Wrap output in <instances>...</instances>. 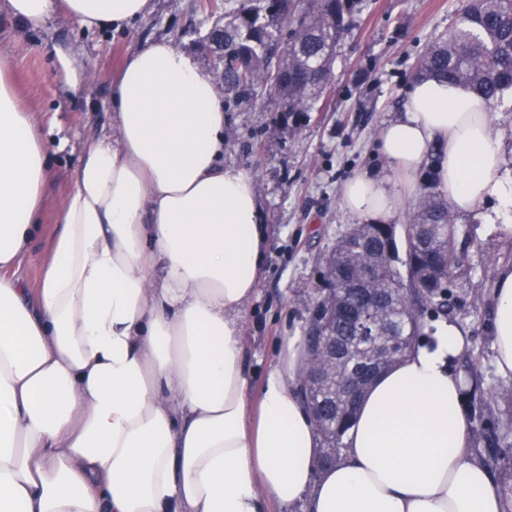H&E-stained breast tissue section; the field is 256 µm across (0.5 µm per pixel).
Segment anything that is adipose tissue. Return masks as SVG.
<instances>
[{
	"instance_id": "1",
	"label": "adipose tissue",
	"mask_w": 512,
	"mask_h": 512,
	"mask_svg": "<svg viewBox=\"0 0 512 512\" xmlns=\"http://www.w3.org/2000/svg\"><path fill=\"white\" fill-rule=\"evenodd\" d=\"M153 0H0L21 30L54 20L119 31ZM0 54V512H512V486L472 459L452 365L460 327L435 323L362 396L338 460L299 380L289 337L250 398L243 311L267 246L254 180L224 161L228 115L212 75L170 40L129 53L112 78V129L85 141L57 211L38 288L18 271L45 231L50 151ZM490 105L428 76L374 143L389 174L341 188L343 208L384 224L415 196L432 146L434 184L454 212L512 235ZM496 368L512 377V266L493 288Z\"/></svg>"
}]
</instances>
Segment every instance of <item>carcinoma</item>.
Listing matches in <instances>:
<instances>
[{
    "mask_svg": "<svg viewBox=\"0 0 512 512\" xmlns=\"http://www.w3.org/2000/svg\"><path fill=\"white\" fill-rule=\"evenodd\" d=\"M359 2L227 0L224 18L207 36L222 64L224 88L239 99L268 90L282 120L298 127L331 80L337 48ZM415 72L463 84L491 104L512 93V0H467L448 33L419 56ZM452 221L448 204L424 192L409 223L353 224L329 251L325 287L316 289L306 332L312 358L300 379L307 405L327 408L318 430L322 464L339 458L354 416L342 409L349 371L371 365L381 375L431 328L428 320L451 313L449 285L468 274ZM364 313L372 314L379 331L369 341L355 335ZM389 336L392 355L375 361L371 346ZM478 362L471 349L460 370L471 408L472 444L491 472L512 437V410L492 408L479 387Z\"/></svg>",
    "mask_w": 512,
    "mask_h": 512,
    "instance_id": "1",
    "label": "carcinoma"
}]
</instances>
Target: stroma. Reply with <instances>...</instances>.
Returning a JSON list of instances; mask_svg holds the SVG:
<instances>
[{
    "mask_svg": "<svg viewBox=\"0 0 512 512\" xmlns=\"http://www.w3.org/2000/svg\"><path fill=\"white\" fill-rule=\"evenodd\" d=\"M223 2L155 0L152 13L120 32L88 30L62 18L25 36L0 15V51L18 62L22 98L42 125H62L70 138L69 147L52 157L46 226L54 225L60 202L73 187L81 143L111 123L106 75L118 72L131 49L163 38L192 54L205 72L216 73L219 62L204 44L207 6ZM465 2L362 0L337 50L332 82L298 129L283 124L270 94L248 101L226 96L224 158L253 177L267 230L258 297L244 315L253 386H260L288 336L304 332L309 293L323 285L324 256L355 222L342 207V184L362 168L386 169L372 153L376 131L401 108L416 58L448 30ZM57 46L91 76L80 95L65 96L55 78ZM456 225L470 277L452 284L455 321L481 355L483 386L490 392L503 383L494 365L490 290L500 267L512 264V238L473 213L458 215Z\"/></svg>",
    "mask_w": 512,
    "mask_h": 512,
    "instance_id": "1",
    "label": "stroma"
}]
</instances>
